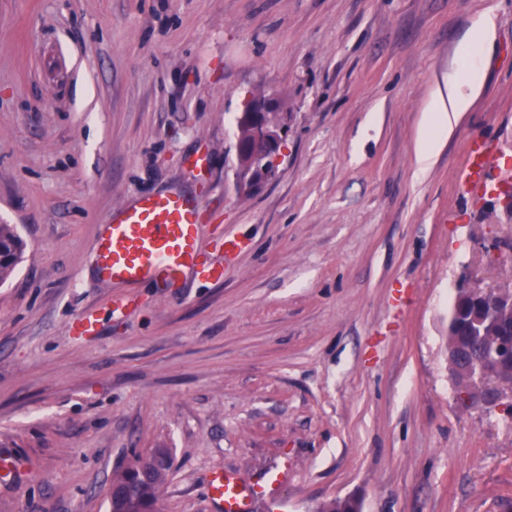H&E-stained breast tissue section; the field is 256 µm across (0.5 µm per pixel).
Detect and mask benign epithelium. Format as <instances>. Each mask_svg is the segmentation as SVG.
I'll return each mask as SVG.
<instances>
[{
  "instance_id": "1",
  "label": "benign epithelium",
  "mask_w": 512,
  "mask_h": 512,
  "mask_svg": "<svg viewBox=\"0 0 512 512\" xmlns=\"http://www.w3.org/2000/svg\"><path fill=\"white\" fill-rule=\"evenodd\" d=\"M281 102L271 96L250 97L237 116L236 123L248 129L245 140L234 143L235 160L233 186L242 194L259 190L275 174L284 156L288 123L273 125L268 113L282 112ZM448 369L458 387L475 385L474 395L463 398L486 409L504 407L502 399L512 390V370L503 375L499 370L483 369L475 365L469 346L456 342L448 349Z\"/></svg>"
}]
</instances>
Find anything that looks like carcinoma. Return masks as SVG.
Returning <instances> with one entry per match:
<instances>
[{
	"mask_svg": "<svg viewBox=\"0 0 512 512\" xmlns=\"http://www.w3.org/2000/svg\"><path fill=\"white\" fill-rule=\"evenodd\" d=\"M23 242L10 224H0V283L10 277L20 262ZM453 323L471 327L475 335L467 337L482 363L498 358L499 340L512 336V304L490 297L475 304L458 296L452 305ZM166 462L161 455L149 460L137 459L115 483L110 512H150L166 478Z\"/></svg>",
	"mask_w": 512,
	"mask_h": 512,
	"instance_id": "carcinoma-1",
	"label": "carcinoma"
}]
</instances>
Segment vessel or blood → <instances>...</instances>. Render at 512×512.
Segmentation results:
<instances>
[{
  "mask_svg": "<svg viewBox=\"0 0 512 512\" xmlns=\"http://www.w3.org/2000/svg\"><path fill=\"white\" fill-rule=\"evenodd\" d=\"M492 153L489 141L469 144L461 168L466 193H500L493 170L511 169L512 157H501L494 167L489 163ZM200 223L199 207L175 193L148 194L121 208L92 244L99 283L107 288L144 281L172 285L189 275L201 281L223 280V266L205 260L200 253ZM206 491L219 512H252L254 500L262 493L261 488L244 487L222 471L210 477Z\"/></svg>",
  "mask_w": 512,
  "mask_h": 512,
  "instance_id": "obj_1",
  "label": "vessel or blood"
}]
</instances>
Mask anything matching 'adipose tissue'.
I'll return each mask as SVG.
<instances>
[{"label":"adipose tissue","instance_id":"1","mask_svg":"<svg viewBox=\"0 0 512 512\" xmlns=\"http://www.w3.org/2000/svg\"><path fill=\"white\" fill-rule=\"evenodd\" d=\"M493 29L494 19L489 15L473 24L461 52L462 63L448 76V94L437 97L434 109L421 131L416 147L419 166L428 164L436 143L447 134L453 120L470 108L474 94L483 80L477 59L487 45Z\"/></svg>","mask_w":512,"mask_h":512}]
</instances>
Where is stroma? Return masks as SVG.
Here are the masks:
<instances>
[{"instance_id":"obj_1","label":"stroma","mask_w":512,"mask_h":512,"mask_svg":"<svg viewBox=\"0 0 512 512\" xmlns=\"http://www.w3.org/2000/svg\"><path fill=\"white\" fill-rule=\"evenodd\" d=\"M488 11L482 86L419 171ZM267 92L287 149L241 196L235 116ZM475 139L512 155V0H0V224L24 242L0 283V512H109L160 450L153 512H216L224 467L280 476L255 512H512V417L448 375L458 279L512 289V203L459 184ZM170 192L200 204L206 259L227 232L247 248L218 282L102 287L93 240Z\"/></svg>"}]
</instances>
